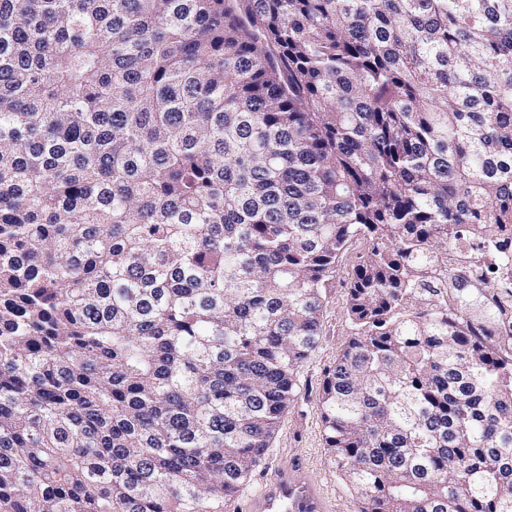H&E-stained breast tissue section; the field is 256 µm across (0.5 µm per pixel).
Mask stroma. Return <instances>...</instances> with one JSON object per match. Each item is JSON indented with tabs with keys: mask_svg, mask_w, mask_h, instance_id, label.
<instances>
[{
	"mask_svg": "<svg viewBox=\"0 0 512 512\" xmlns=\"http://www.w3.org/2000/svg\"><path fill=\"white\" fill-rule=\"evenodd\" d=\"M366 252L365 241L357 240L341 255L328 283L319 343L298 374V398L284 414L260 466L241 486L234 500L227 503L226 512H236L245 497L258 488L266 468L297 464L307 466L314 472L325 488L333 512H360L359 494L346 487L339 477L323 439L318 396L326 371L334 365L352 333L347 312L349 280L354 267Z\"/></svg>",
	"mask_w": 512,
	"mask_h": 512,
	"instance_id": "obj_1",
	"label": "stroma"
}]
</instances>
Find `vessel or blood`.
I'll return each instance as SVG.
<instances>
[{
    "mask_svg": "<svg viewBox=\"0 0 512 512\" xmlns=\"http://www.w3.org/2000/svg\"><path fill=\"white\" fill-rule=\"evenodd\" d=\"M245 512H331L322 484L304 467L270 470L244 503Z\"/></svg>",
    "mask_w": 512,
    "mask_h": 512,
    "instance_id": "1",
    "label": "vessel or blood"
}]
</instances>
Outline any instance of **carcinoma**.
Masks as SVG:
<instances>
[{"mask_svg":"<svg viewBox=\"0 0 512 512\" xmlns=\"http://www.w3.org/2000/svg\"><path fill=\"white\" fill-rule=\"evenodd\" d=\"M512 0H0V512H224L355 240L361 512H512ZM482 268L493 272L495 288H512V243H509L507 250L487 249Z\"/></svg>","mask_w":512,"mask_h":512,"instance_id":"1","label":"carcinoma"}]
</instances>
